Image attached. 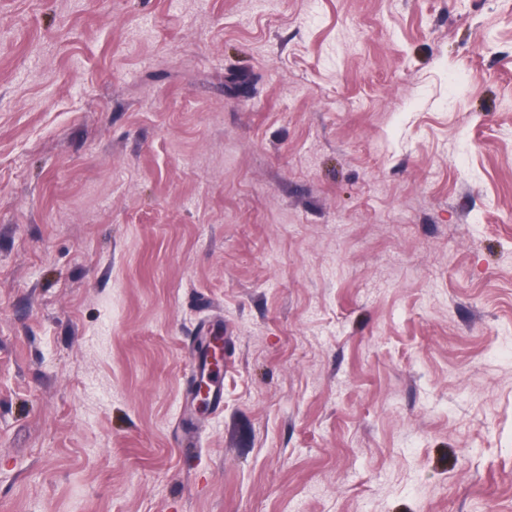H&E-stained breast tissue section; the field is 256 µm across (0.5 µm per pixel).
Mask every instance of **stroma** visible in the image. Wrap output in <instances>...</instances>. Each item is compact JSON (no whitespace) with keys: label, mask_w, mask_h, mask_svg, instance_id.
<instances>
[{"label":"stroma","mask_w":512,"mask_h":512,"mask_svg":"<svg viewBox=\"0 0 512 512\" xmlns=\"http://www.w3.org/2000/svg\"><path fill=\"white\" fill-rule=\"evenodd\" d=\"M0 512H512V0H0ZM208 347L210 376L198 381L194 389L199 412L209 407L213 379L224 368V339L221 336H215L211 339Z\"/></svg>","instance_id":"stroma-1"}]
</instances>
